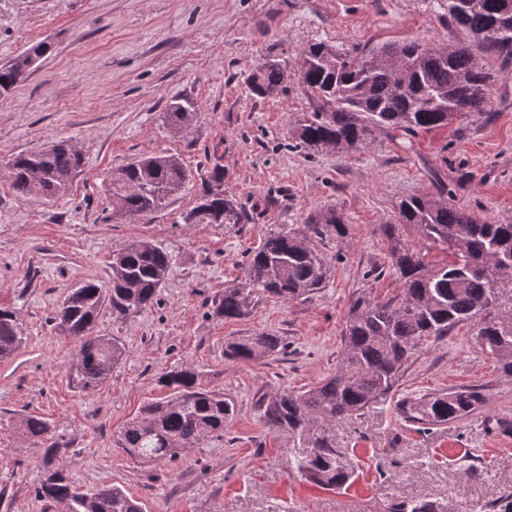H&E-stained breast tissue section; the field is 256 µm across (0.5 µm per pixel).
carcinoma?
<instances>
[{
	"instance_id": "1",
	"label": "carcinoma",
	"mask_w": 512,
	"mask_h": 512,
	"mask_svg": "<svg viewBox=\"0 0 512 512\" xmlns=\"http://www.w3.org/2000/svg\"><path fill=\"white\" fill-rule=\"evenodd\" d=\"M448 21L462 32L455 42L403 40L369 47L340 49L325 42L310 44L298 57L299 82L314 101L295 126L293 147L307 154L340 155L374 140L378 130L414 135L448 125L468 112H485L494 81L512 75V0H447ZM48 46L39 42L0 65V93L18 82L25 59L40 57ZM284 69L267 60L249 74L251 92L270 98L282 91ZM198 105L188 98L168 104L166 122L188 129ZM82 164L81 154L61 142L38 152L18 155L7 166L13 187L28 194L55 196L67 189ZM189 180V173L171 155L141 157L112 169L108 192L112 210L144 218L162 211ZM224 173L215 168L205 180L199 205L188 215L211 224H243L244 209L224 196ZM392 269L399 292L381 301L366 294L355 299L343 328V352L336 372L319 385L297 393L283 390L262 395L256 405L271 426L288 430L303 448L288 467L314 486L342 489L353 474L338 460L326 426L358 414L389 394L423 341L447 336L472 322L480 349L493 355L504 374L512 376V303L500 288L512 284V224L481 221L449 197L448 185L434 193L414 194L396 206V222L386 225ZM342 214L326 207L310 217L304 230L270 231L252 251L245 284L227 287L215 308L226 319L246 316L266 294L284 301L320 292L329 267L319 243L343 239ZM447 254L440 263L426 260L429 251ZM172 267V256L145 239L136 240L112 260L108 285L85 281L62 301L59 326H67L79 342L67 372L81 392L102 386L122 359L125 348L114 337L95 332L105 307L120 316L137 314L153 304ZM24 340L16 312L0 308V360L13 355ZM283 348L281 337L268 332L239 336L228 343L224 357L255 361ZM199 374L183 368L165 374L160 383L172 389L162 400L144 405L117 436L132 459L157 463L196 448L224 434L234 414L224 394L203 389ZM484 395L477 388H459L405 396L396 410L405 422L424 429L481 413ZM19 428L31 438L52 439L42 418L26 415ZM36 494L46 501H65L70 512H143L142 503L117 486L93 493L78 490L64 469L47 471ZM392 512H444L431 501H403Z\"/></svg>"
}]
</instances>
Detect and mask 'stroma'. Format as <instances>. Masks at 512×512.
<instances>
[{
	"instance_id": "obj_1",
	"label": "stroma",
	"mask_w": 512,
	"mask_h": 512,
	"mask_svg": "<svg viewBox=\"0 0 512 512\" xmlns=\"http://www.w3.org/2000/svg\"><path fill=\"white\" fill-rule=\"evenodd\" d=\"M459 35L445 0H0V64L52 44L0 94V307L15 310L25 336L0 361V512H67L36 495L48 450L17 429L28 414L66 443L74 485L120 487L145 512H387L402 500L492 512L512 488V433L495 426L512 422V378L479 348L471 324L424 342L397 392L330 425L339 459L355 475L349 488L321 490L291 471L295 438L266 425L255 406L259 395L304 391L334 373L354 299L397 293L382 227L395 222L402 198L434 192L441 180L477 219L512 224V76L494 84L487 112L444 127L380 132L344 156L290 146L296 121L312 109L297 70L310 44ZM269 58L287 79L278 96L263 99L246 77ZM177 97L199 107L191 133L163 119ZM61 140L83 156L67 191L17 192L4 162ZM154 153L178 157L190 180L151 217L115 214L112 169ZM216 166L247 223L185 222ZM328 206L344 213L349 232L321 245L326 288L289 302L260 298L237 320L214 316L270 230L303 228ZM138 239L169 252L173 267L147 310L103 311L97 332L117 337L126 354L102 387L77 392L66 376L77 342L57 327L55 309L80 281L109 283L113 255ZM259 332L281 336L282 351L249 363L225 359L228 341ZM186 367L234 403L223 436L172 460L131 459L116 443L120 430L144 403L168 395L162 375ZM460 387L481 388L480 415L429 430L397 415L402 396ZM469 464L476 476L464 475Z\"/></svg>"
}]
</instances>
